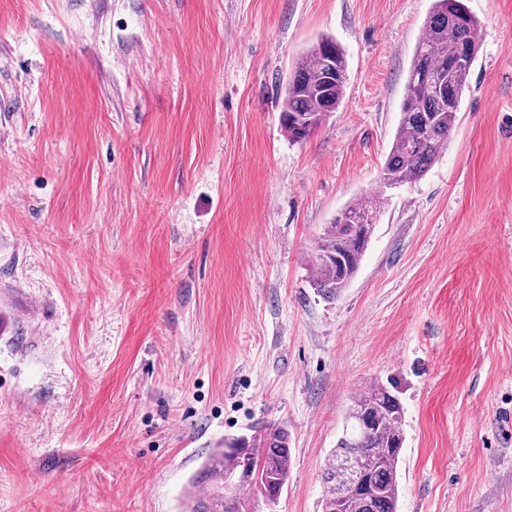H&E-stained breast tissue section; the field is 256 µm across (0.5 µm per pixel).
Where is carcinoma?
Instances as JSON below:
<instances>
[{"mask_svg": "<svg viewBox=\"0 0 512 512\" xmlns=\"http://www.w3.org/2000/svg\"><path fill=\"white\" fill-rule=\"evenodd\" d=\"M478 24L464 0H434L415 47L401 104L399 126L382 171L384 186L423 178L448 143L460 98L478 53ZM427 78L439 80L443 92L431 95ZM347 65L343 50L323 38L298 59L284 88L281 126L293 141L309 137L345 96ZM381 201L359 197L350 202L319 235L312 252V287L325 300L336 299L355 278L374 225L366 217L380 212ZM402 405L385 386L357 395L349 407L342 436L322 480V512H397L398 463L403 448ZM285 427L244 440L242 449L226 442L205 460L192 480L202 492L189 497V512H246V501L228 491L256 489L276 497L288 485L291 452ZM359 460L368 478L363 489H351L338 469L339 458ZM238 477L235 484L227 477Z\"/></svg>", "mask_w": 512, "mask_h": 512, "instance_id": "cac0c4a2", "label": "carcinoma"}]
</instances>
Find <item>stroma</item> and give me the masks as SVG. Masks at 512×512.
<instances>
[{"label": "stroma", "mask_w": 512, "mask_h": 512, "mask_svg": "<svg viewBox=\"0 0 512 512\" xmlns=\"http://www.w3.org/2000/svg\"><path fill=\"white\" fill-rule=\"evenodd\" d=\"M433 0H0V512H184L224 441L285 426L276 512H321L353 397L403 406L398 512H512V0L447 147L383 188ZM325 36L342 103L283 90ZM381 210L336 299L325 224ZM332 65V66H331ZM347 65L332 38H322L298 59L284 88L281 126L293 141L309 137L345 96Z\"/></svg>", "instance_id": "obj_1"}]
</instances>
